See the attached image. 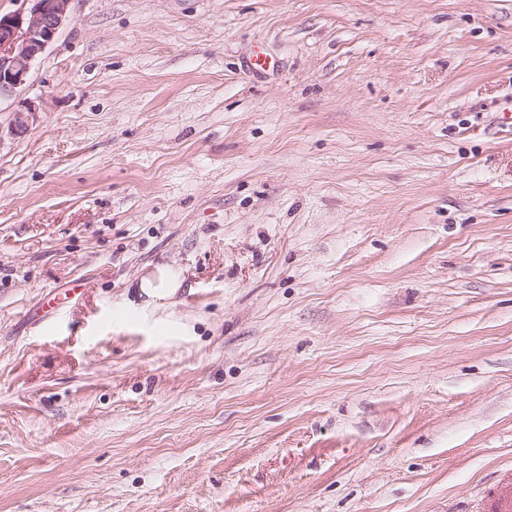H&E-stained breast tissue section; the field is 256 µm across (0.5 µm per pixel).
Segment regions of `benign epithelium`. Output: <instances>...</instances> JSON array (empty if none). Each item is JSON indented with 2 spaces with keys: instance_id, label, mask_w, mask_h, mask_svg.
<instances>
[{
  "instance_id": "benign-epithelium-1",
  "label": "benign epithelium",
  "mask_w": 512,
  "mask_h": 512,
  "mask_svg": "<svg viewBox=\"0 0 512 512\" xmlns=\"http://www.w3.org/2000/svg\"><path fill=\"white\" fill-rule=\"evenodd\" d=\"M24 10L0 16V99L22 92L33 61L55 41L71 0H28ZM39 113L32 101L14 112L10 133H23Z\"/></svg>"
}]
</instances>
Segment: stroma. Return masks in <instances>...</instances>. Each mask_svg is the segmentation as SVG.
I'll use <instances>...</instances> for the list:
<instances>
[{
	"label": "stroma",
	"instance_id": "stroma-1",
	"mask_svg": "<svg viewBox=\"0 0 512 512\" xmlns=\"http://www.w3.org/2000/svg\"><path fill=\"white\" fill-rule=\"evenodd\" d=\"M509 95L512 0H72L0 100V512H492ZM39 113V107L32 101L23 102L21 109L14 112L10 133L18 135L23 133L32 124ZM182 285L183 278L172 267L155 266L139 281V296L145 297L140 309L147 311L161 306L160 302L175 297Z\"/></svg>",
	"mask_w": 512,
	"mask_h": 512
}]
</instances>
